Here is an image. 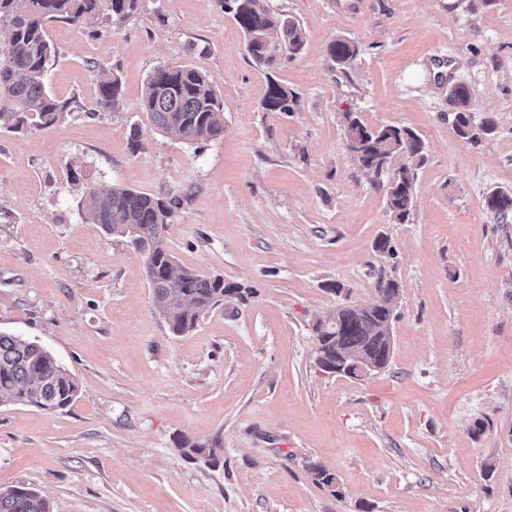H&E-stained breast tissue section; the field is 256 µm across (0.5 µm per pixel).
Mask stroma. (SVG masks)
I'll return each mask as SVG.
<instances>
[{"label":"stroma","instance_id":"obj_1","mask_svg":"<svg viewBox=\"0 0 512 512\" xmlns=\"http://www.w3.org/2000/svg\"><path fill=\"white\" fill-rule=\"evenodd\" d=\"M265 5L307 36L271 77L219 0L50 24L47 86L78 107L56 126L0 130V331L40 343L79 390L58 412L0 405V489H34L52 512H512V218L485 205L512 190V0ZM339 38L358 48L343 70L328 55ZM162 65L214 79L217 139H172L143 112ZM106 74L121 82L111 112L97 106ZM272 78L296 93L294 112L262 110ZM459 83L495 124L475 143L453 128ZM348 112L422 137L404 223L387 176L348 153ZM115 185L183 192L173 255L247 299L172 335L139 253L77 210ZM381 275L399 285L388 367L322 370L314 325L372 303ZM183 436L219 440L222 464L184 458Z\"/></svg>","mask_w":512,"mask_h":512}]
</instances>
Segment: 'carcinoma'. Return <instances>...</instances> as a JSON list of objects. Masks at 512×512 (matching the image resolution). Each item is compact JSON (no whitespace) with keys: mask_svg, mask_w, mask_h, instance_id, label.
Masks as SVG:
<instances>
[{"mask_svg":"<svg viewBox=\"0 0 512 512\" xmlns=\"http://www.w3.org/2000/svg\"><path fill=\"white\" fill-rule=\"evenodd\" d=\"M139 0H0V129L19 131L28 126L48 128L60 124L73 111L74 101H60L46 87L47 73L58 51L48 35L53 22L82 27L96 23L107 12L122 19L138 7ZM224 12L232 15L247 36L246 50L259 67L274 71L301 54L306 35L292 19L272 13L263 0H224ZM276 40L284 55L265 47ZM337 63L347 65L357 48L344 39L328 45ZM118 78L99 82L98 103L110 111L119 104ZM454 127L463 139L477 141L493 130L492 121L476 122L469 110V89L450 90ZM268 112H293L296 96L276 80L268 79L262 100ZM142 109L170 137L189 143L217 138L224 130L223 103L208 74L188 66H159L148 76ZM345 138L358 143L356 161L379 177L396 159L402 163L387 186L386 207L403 223L414 203L416 169L425 160L424 142L417 133L390 124L368 125L355 112L344 116ZM179 199L154 196L114 186L100 192L90 189L78 207L91 224L112 235L129 236L140 253L152 288V303L175 336L192 331L209 310L224 298L243 297L242 287L181 265L166 246V233ZM490 211L506 217L512 213V192L494 190L487 198ZM376 300L366 306H348L314 325L316 362L334 367L336 352L367 358H390L385 336L395 318L396 282L379 277ZM78 385L74 376L35 341L0 333V405L20 403L44 411L66 409L74 401ZM185 458L216 467L221 448L216 440L201 442L185 437L177 441ZM0 512H50L49 501L25 487L0 489Z\"/></svg>","mask_w":512,"mask_h":512,"instance_id":"1","label":"carcinoma"}]
</instances>
